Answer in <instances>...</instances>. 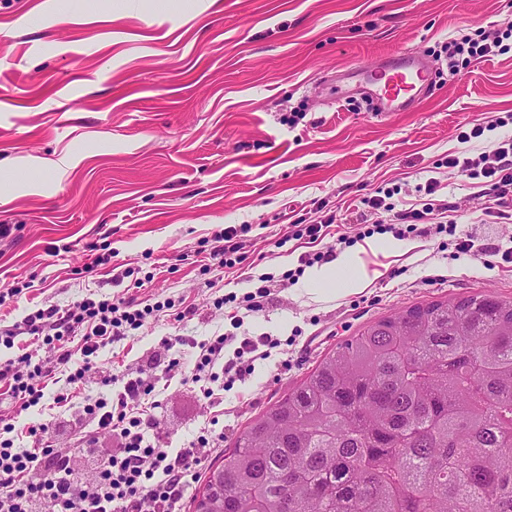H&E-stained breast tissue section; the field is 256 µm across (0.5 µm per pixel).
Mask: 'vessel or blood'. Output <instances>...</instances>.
I'll list each match as a JSON object with an SVG mask.
<instances>
[{"mask_svg":"<svg viewBox=\"0 0 512 512\" xmlns=\"http://www.w3.org/2000/svg\"><path fill=\"white\" fill-rule=\"evenodd\" d=\"M362 93L381 112L413 111L427 94L433 72L415 53L397 52L354 73Z\"/></svg>","mask_w":512,"mask_h":512,"instance_id":"obj_1","label":"vessel or blood"}]
</instances>
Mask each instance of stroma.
Segmentation results:
<instances>
[{"label": "stroma", "mask_w": 512, "mask_h": 512, "mask_svg": "<svg viewBox=\"0 0 512 512\" xmlns=\"http://www.w3.org/2000/svg\"><path fill=\"white\" fill-rule=\"evenodd\" d=\"M512 24V0H0V306L10 326L39 308L83 298L185 301L148 319L135 336L93 358L94 381L68 404L18 411L16 427L47 422L56 446L91 434L82 405L99 379L193 350L161 348L175 335L202 340L230 325L216 296L244 295L251 276L296 268L280 245L290 222L335 214L356 235L379 217L366 201L393 191L396 209L454 202L460 227L484 223L488 199L448 154L491 150L512 124L460 143L462 125L512 113V51L439 79L414 111H373L355 92L352 69L398 51L432 55L465 28L496 34ZM302 113L289 126L290 113ZM250 225L240 270L209 267L208 243L230 225ZM387 238L336 250L370 285L322 298L306 279L276 289L238 333L281 339L271 358L224 394V446L297 385L317 360L367 322L418 304L476 291L512 298V273L454 256L417 238L397 254ZM107 265L87 272L91 254ZM129 276L115 280L114 270ZM161 448L187 447L209 409L198 388L171 379L160 392Z\"/></svg>", "instance_id": "1"}]
</instances>
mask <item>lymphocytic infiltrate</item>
Instances as JSON below:
<instances>
[{
	"mask_svg": "<svg viewBox=\"0 0 512 512\" xmlns=\"http://www.w3.org/2000/svg\"><path fill=\"white\" fill-rule=\"evenodd\" d=\"M512 26L490 36L481 30L462 33L442 47L453 72L468 68L472 61L507 53ZM445 167L459 170L473 186L490 188L493 210L512 207V138L497 142L492 150L475 155L449 156ZM381 211L382 219L361 227L357 236L332 234V218L289 225L286 241L300 247L296 268L283 272V279L298 280L306 268L330 262L335 246L349 247L356 239L391 234L398 239L411 236L447 239L456 255L494 258L497 267L512 271V246L496 242L481 229H461L453 222H432L433 204L395 210L385 197L376 195L367 201ZM334 246H324L327 236ZM254 291L243 297L231 294L216 297L214 305L235 309L232 332L217 333L197 342L186 380L197 384L209 408L221 405L222 392L245 381L255 370L257 360L268 359L281 341L265 335L240 337L236 330L242 312L263 309L272 295L275 280L260 274ZM172 301L144 306L126 299L85 298L63 310L49 306L25 317L22 327L0 329V343L13 346L19 331L40 336L51 354L33 360L24 353L0 364V387L21 409L38 406L45 398V378L64 376L66 384L86 382L92 369L90 359L100 348L126 339L147 319L159 317L171 309ZM79 335V346H70L68 338ZM158 374L144 369L129 372L122 387L87 397L83 413L94 426L95 434L118 436L119 454L103 464L75 469V454L69 448L54 447L46 425L30 427L36 436L35 447L16 446L14 425L0 428V512H183L186 492L195 482L209 458L222 447L223 432L219 418L210 415L200 424L188 447L169 453L159 448L153 434Z\"/></svg>",
	"mask_w": 512,
	"mask_h": 512,
	"instance_id": "f902f5d3",
	"label": "lymphocytic infiltrate"
}]
</instances>
